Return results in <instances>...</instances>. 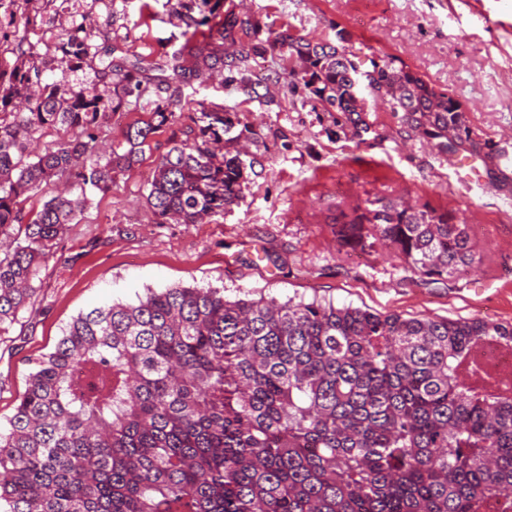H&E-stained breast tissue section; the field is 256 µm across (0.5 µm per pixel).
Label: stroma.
I'll list each match as a JSON object with an SVG mask.
<instances>
[{"label": "stroma", "instance_id": "1", "mask_svg": "<svg viewBox=\"0 0 512 512\" xmlns=\"http://www.w3.org/2000/svg\"><path fill=\"white\" fill-rule=\"evenodd\" d=\"M240 14L334 39L362 63L395 58L455 96L465 124L440 153L384 105L344 114L315 112L291 90L295 59L274 56L253 93L210 78L195 100L223 105L252 132L242 146L254 164L238 205L201 224L160 222L146 203L157 160L187 137L181 116L151 134L141 161L117 174L58 240L41 271L32 308L0 338V421L14 412L34 359L52 350L79 313L131 302L145 289H223L225 296L320 298L410 318H481L512 324V166L483 167L512 132V0H240ZM109 31L118 56L154 65L184 24L166 0H80ZM399 197L455 211L469 226L476 262L444 284L399 260L340 245L336 221L365 199Z\"/></svg>", "mask_w": 512, "mask_h": 512}]
</instances>
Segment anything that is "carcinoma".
Returning a JSON list of instances; mask_svg holds the SVG:
<instances>
[{"mask_svg":"<svg viewBox=\"0 0 512 512\" xmlns=\"http://www.w3.org/2000/svg\"><path fill=\"white\" fill-rule=\"evenodd\" d=\"M52 2L0 0V55H17L0 67V337L33 304L69 225L218 68L245 89L259 61L287 54L312 110L360 112L376 92L445 154L448 128L464 122L412 70L372 60L363 71L345 47L275 32L232 2L212 25L176 0L185 31L156 83L83 24L32 39ZM239 32L248 41L224 58ZM58 57L91 82L48 80ZM119 112L150 119L106 151ZM190 120L191 137L157 159L146 202L162 220L202 224L238 204L247 160L219 105L200 102ZM51 128L67 137L30 151ZM51 184L57 194L25 211ZM336 236L391 249L436 282L475 262L466 224L427 203L367 199ZM486 342L512 346V324L148 288L78 314L33 363L0 423V512H512V379H474Z\"/></svg>","mask_w":512,"mask_h":512,"instance_id":"carcinoma-1","label":"carcinoma"}]
</instances>
